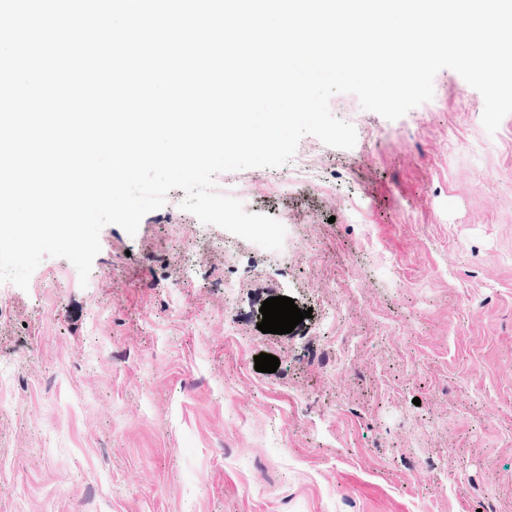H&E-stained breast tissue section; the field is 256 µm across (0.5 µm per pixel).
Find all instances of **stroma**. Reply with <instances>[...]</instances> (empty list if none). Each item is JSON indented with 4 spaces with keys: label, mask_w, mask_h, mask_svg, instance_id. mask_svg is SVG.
<instances>
[{
    "label": "stroma",
    "mask_w": 512,
    "mask_h": 512,
    "mask_svg": "<svg viewBox=\"0 0 512 512\" xmlns=\"http://www.w3.org/2000/svg\"><path fill=\"white\" fill-rule=\"evenodd\" d=\"M433 85L395 121L334 95L356 144L303 136L307 172L217 176L280 251L174 189L87 284L47 257L1 287L0 512H512V115ZM277 296L291 333L258 328Z\"/></svg>",
    "instance_id": "1"
}]
</instances>
